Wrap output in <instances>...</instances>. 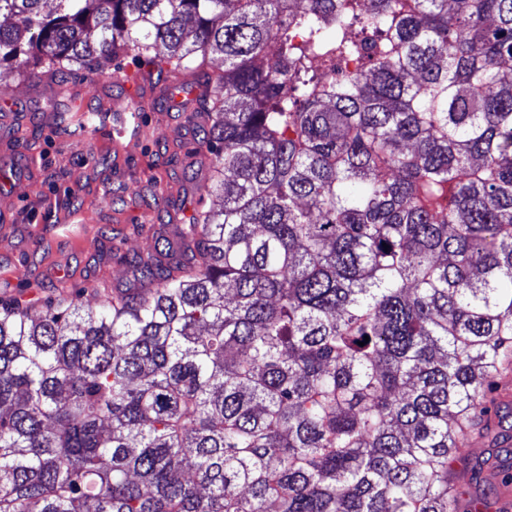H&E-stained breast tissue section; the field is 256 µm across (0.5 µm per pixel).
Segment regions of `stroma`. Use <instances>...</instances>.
Instances as JSON below:
<instances>
[{"label": "stroma", "instance_id": "obj_1", "mask_svg": "<svg viewBox=\"0 0 512 512\" xmlns=\"http://www.w3.org/2000/svg\"><path fill=\"white\" fill-rule=\"evenodd\" d=\"M134 54L89 72L29 68L0 72V298L40 308L45 298L78 296L96 310L133 287L138 260H156V240L175 239L179 222L212 203L211 153L202 112L159 103L141 109V137L126 135L121 111L143 68ZM503 444L482 440L451 459L462 499L496 502L494 484H475L478 460L497 465Z\"/></svg>", "mask_w": 512, "mask_h": 512}]
</instances>
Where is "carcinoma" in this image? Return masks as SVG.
Listing matches in <instances>:
<instances>
[{"instance_id":"carcinoma-1","label":"carcinoma","mask_w":512,"mask_h":512,"mask_svg":"<svg viewBox=\"0 0 512 512\" xmlns=\"http://www.w3.org/2000/svg\"><path fill=\"white\" fill-rule=\"evenodd\" d=\"M205 85L154 288L0 299V512H471L512 362V0H0V69ZM367 68L336 77V61ZM494 381L496 390L491 395H486L484 403L486 405L490 399H493V403L487 404L490 408L488 416L495 424L500 416V423L502 422L501 424L503 425V429H505V427H508V424L511 423L512 425V400L510 403L505 404L502 407L501 395L503 392H507L508 390L512 392V365L509 363L500 367L494 375ZM507 421L509 423H507ZM509 448L512 451V442L506 446L504 443L491 442L490 440H481L468 444L464 448H459L451 459V466L457 475V489L463 500H468L472 495H481L485 500L491 504H495L498 490L495 485L500 483L503 474L495 478H491L489 474L492 472V466L498 465L500 460L506 457V452L503 449ZM476 460H488L485 467V474H487V484L481 483L480 485L474 484L471 481V466ZM495 485H494V484Z\"/></svg>"}]
</instances>
